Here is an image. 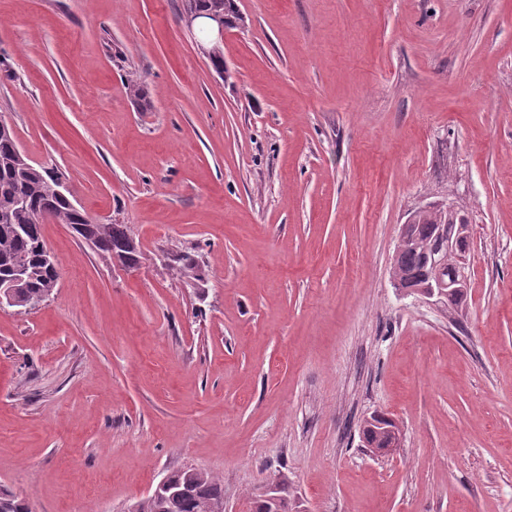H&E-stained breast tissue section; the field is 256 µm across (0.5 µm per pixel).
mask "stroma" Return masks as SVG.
I'll return each instance as SVG.
<instances>
[{
    "label": "stroma",
    "mask_w": 512,
    "mask_h": 512,
    "mask_svg": "<svg viewBox=\"0 0 512 512\" xmlns=\"http://www.w3.org/2000/svg\"><path fill=\"white\" fill-rule=\"evenodd\" d=\"M239 6L225 79L183 0H0V117L141 248L43 224L58 287L0 311V488L129 512L191 467L252 512L279 471L298 512H512V0ZM434 204L471 226L455 307L391 281ZM394 426L391 420L373 417L363 428V438L367 444L378 441V448H388L391 440L380 431Z\"/></svg>",
    "instance_id": "1"
}]
</instances>
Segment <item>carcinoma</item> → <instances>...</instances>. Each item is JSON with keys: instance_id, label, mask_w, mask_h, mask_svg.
<instances>
[{"instance_id": "obj_1", "label": "carcinoma", "mask_w": 512, "mask_h": 512, "mask_svg": "<svg viewBox=\"0 0 512 512\" xmlns=\"http://www.w3.org/2000/svg\"><path fill=\"white\" fill-rule=\"evenodd\" d=\"M188 6L203 14L220 11L230 26L244 22L238 0H189ZM126 95L130 101L144 108L148 104V88L140 76L132 73L126 79ZM63 175L52 168L35 167L20 155L15 132L0 134V225L19 224L26 227L21 235L0 228V278L12 270L25 267L33 272L23 294L41 296L55 292L59 274L40 263L42 245L41 226L47 220L70 224L93 246L107 256L115 255L132 260L139 253V243L123 224H95L83 210L74 206L70 195L58 193V182ZM457 216L447 209L424 211L409 225V239L402 245L397 259L396 275L403 283H421L426 280L428 257L440 255L437 237L441 224L456 225ZM393 426L384 418H371L363 428L365 442H378L385 448L390 439L382 431ZM173 490L156 488L151 495L133 504L131 512H219L224 507V481L218 475L195 468L180 469L168 475ZM267 486L273 495L257 496L253 512H292L288 502V476L277 473L270 476ZM0 512H30L29 506L13 493L0 489Z\"/></svg>"}]
</instances>
